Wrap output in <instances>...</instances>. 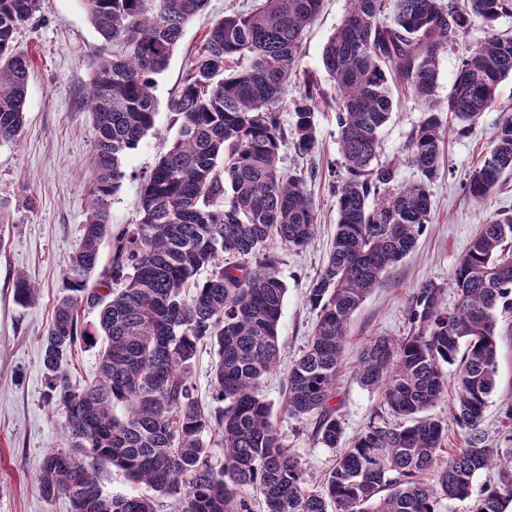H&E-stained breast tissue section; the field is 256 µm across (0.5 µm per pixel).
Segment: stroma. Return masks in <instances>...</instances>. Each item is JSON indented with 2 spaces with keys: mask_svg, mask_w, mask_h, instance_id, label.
I'll list each match as a JSON object with an SVG mask.
<instances>
[{
  "mask_svg": "<svg viewBox=\"0 0 512 512\" xmlns=\"http://www.w3.org/2000/svg\"><path fill=\"white\" fill-rule=\"evenodd\" d=\"M262 0H209L205 11L191 19L168 69L157 78L159 102L156 125L126 158V177L109 203L113 230L139 223L141 188L158 158L175 139L178 125L169 108L213 20L239 4ZM349 8V0H324L322 10L304 36L297 71L314 76L326 93L314 116L316 145L305 156L290 145L281 148L284 171L301 174L316 211L318 235L302 250L278 248L279 271L286 293L279 326L284 359L303 348L316 321L306 300L311 281L331 246L336 224V202L325 175L339 166L338 130L334 107L338 93L321 65L322 47ZM481 24L471 26L462 47L445 52L439 61L436 97L441 104V168L431 186L430 221L417 244L390 268L380 284L362 302L348 326L343 365L332 400L343 425V441H351L372 422L391 416L378 391L361 386L355 378L362 347L378 335H406L407 304L427 281L446 286L448 304L457 295L447 283L458 260L470 246L480 222L493 214H512V173L502 176L492 194L475 201L463 185L488 151L497 123L512 113V78L496 91V107L480 119L471 133L458 132L446 109L448 96L466 46L484 39ZM17 52L31 62L25 106V124L15 143L0 142V200L7 202L10 222L0 230V512H71L66 497L45 501L37 490V466L50 448H61L65 438L63 412L53 410L41 366V338L58 298L66 295L70 253L82 234L90 200L92 172L87 165L94 131L85 102L91 82L92 61L103 41L90 24L80 0H39L29 23L14 40ZM421 106L402 97L389 122L381 129L380 158L399 166V181L414 179L406 162V147L424 119ZM24 274L39 293L22 307L14 301L13 283ZM497 386L484 413L483 428L492 447H503L501 420L512 406V318L499 319ZM284 370L268 374L262 394L273 405L274 422L283 443L302 460L311 481H319L334 464L333 450L313 442V420L297 421L285 410Z\"/></svg>",
  "mask_w": 512,
  "mask_h": 512,
  "instance_id": "stroma-1",
  "label": "stroma"
}]
</instances>
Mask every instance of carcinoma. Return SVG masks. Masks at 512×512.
<instances>
[{"label":"carcinoma","instance_id":"obj_1","mask_svg":"<svg viewBox=\"0 0 512 512\" xmlns=\"http://www.w3.org/2000/svg\"><path fill=\"white\" fill-rule=\"evenodd\" d=\"M91 25L118 49L97 55L87 95L95 132L89 164L94 181L82 237L68 272L71 294L60 298L41 337L47 398L66 414V446L48 449L38 490L66 497L72 512H157L133 491L108 494V466L146 483L178 512H250L243 488L262 512H446L445 503L477 496L475 512H508L512 448H491L481 428L497 383V323L512 311V215L483 220L450 284L428 282L411 297L407 336H375L363 348L359 383L382 392L401 422L374 424L342 449L313 486L300 457L286 448L262 378L280 366L279 322L285 282L270 245L308 247L314 208L302 177L280 165L285 140L278 103L296 74L306 28L322 0H265L213 22L171 104L177 136L146 177L140 223L112 233L109 201L125 178V160L155 128L156 77L164 73L186 23L208 0H82ZM38 0H0V141L19 139L29 58L13 52L17 30ZM512 0H350L322 48L324 72L336 85V126L343 172L332 171L337 223L331 250L309 286L317 311L312 336L288 364L286 411L316 416L313 440L340 446L343 427L330 404L342 367L348 323L384 273L414 248L429 222L430 187L440 166L434 113L441 54L468 27L491 29ZM512 77V36L492 32L468 47L448 96V112L468 132L495 107V90ZM399 90L428 116L414 132L407 163L417 178L397 181L379 159V132ZM317 82L292 100L291 143L301 156L315 146ZM512 171V114L465 185L484 199ZM229 201H224L225 194ZM112 254L101 265L102 246ZM209 275L199 280L198 272ZM37 289L20 274L17 303ZM97 310L82 326L80 305ZM81 344L100 346L98 380L78 389L67 376ZM213 349L214 398L206 412L195 397L193 368L201 345ZM455 367L450 419L464 447L442 460L448 424L425 415L448 391L443 366ZM220 435L224 464L210 463L204 435ZM499 467L500 480L474 494L476 474Z\"/></svg>","mask_w":512,"mask_h":512}]
</instances>
